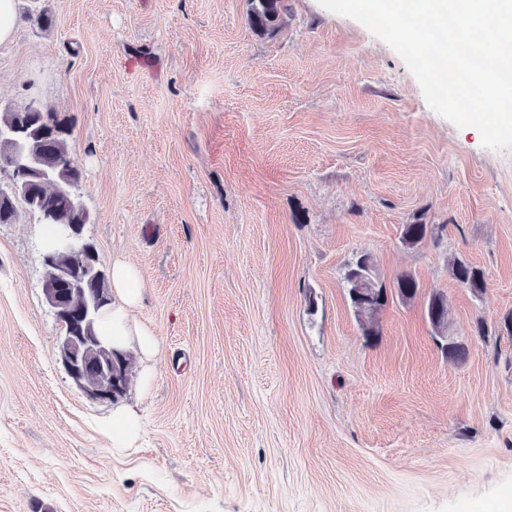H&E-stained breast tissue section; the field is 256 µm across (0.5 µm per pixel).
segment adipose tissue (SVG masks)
Listing matches in <instances>:
<instances>
[{"label":"adipose tissue","mask_w":512,"mask_h":512,"mask_svg":"<svg viewBox=\"0 0 512 512\" xmlns=\"http://www.w3.org/2000/svg\"><path fill=\"white\" fill-rule=\"evenodd\" d=\"M143 282L140 271L131 263L118 259L112 263V305L106 310L103 332L111 336L112 346L126 349L129 342H136L144 356L153 355L159 341L147 326L131 322L129 312L140 304Z\"/></svg>","instance_id":"1"}]
</instances>
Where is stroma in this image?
Instances as JSON below:
<instances>
[{"label":"stroma","mask_w":512,"mask_h":512,"mask_svg":"<svg viewBox=\"0 0 512 512\" xmlns=\"http://www.w3.org/2000/svg\"><path fill=\"white\" fill-rule=\"evenodd\" d=\"M0 108L55 112L84 235L134 263L117 403L79 390L42 226L0 224V512H512V150L427 104L399 54L318 0H16ZM439 225L418 247L404 225ZM411 274L365 337L343 283ZM486 279L473 295L455 260ZM448 302L449 361L425 314ZM142 417L112 445L115 406ZM251 23L254 30L275 33L280 27L282 16L288 12V0H250Z\"/></svg>","instance_id":"stroma-1"}]
</instances>
